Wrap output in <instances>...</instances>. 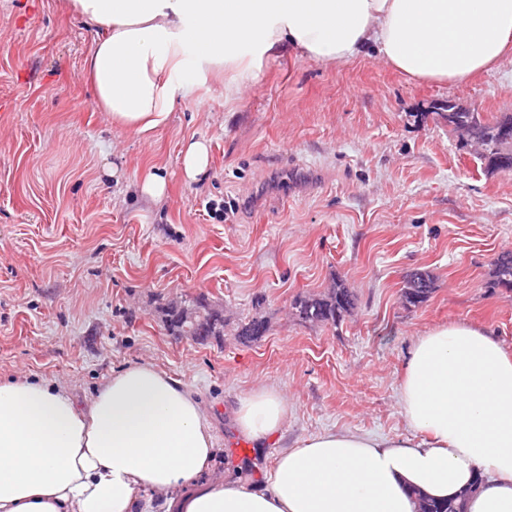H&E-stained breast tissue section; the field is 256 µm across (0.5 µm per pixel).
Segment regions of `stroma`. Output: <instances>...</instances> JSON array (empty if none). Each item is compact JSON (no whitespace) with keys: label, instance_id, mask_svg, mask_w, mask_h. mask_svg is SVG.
<instances>
[{"label":"stroma","instance_id":"obj_1","mask_svg":"<svg viewBox=\"0 0 512 512\" xmlns=\"http://www.w3.org/2000/svg\"><path fill=\"white\" fill-rule=\"evenodd\" d=\"M93 38L61 0H0L1 376L52 377L85 401L112 370L153 363L210 409L213 478L260 489L282 447L308 435L406 434L397 390L415 336L467 321L512 354V291L493 284L512 252V172L488 169L447 109L512 114V57L458 87L372 56L283 55L240 100L200 86L138 135L91 101ZM192 139L210 146L194 181L180 155ZM151 173L166 181L157 203L137 191ZM415 272L434 290L408 307ZM337 281L356 298L340 325L294 313L298 295ZM175 298L223 307V340L168 335ZM256 314L266 334L235 338ZM261 386L283 393L288 418L258 448L233 410Z\"/></svg>","mask_w":512,"mask_h":512}]
</instances>
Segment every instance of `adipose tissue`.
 Segmentation results:
<instances>
[{"label":"adipose tissue","mask_w":512,"mask_h":512,"mask_svg":"<svg viewBox=\"0 0 512 512\" xmlns=\"http://www.w3.org/2000/svg\"><path fill=\"white\" fill-rule=\"evenodd\" d=\"M95 27L83 61L113 127H164L213 77L232 101L285 53L341 65L368 52L408 78L463 86L512 56V0H65ZM410 431L326 430L277 455L264 490L215 482L211 416L149 363L114 370L89 401L38 375L0 378V512H417L483 481L466 512H512V355L459 321L416 336L398 387ZM288 403L252 390L234 422L259 445Z\"/></svg>","instance_id":"1"}]
</instances>
